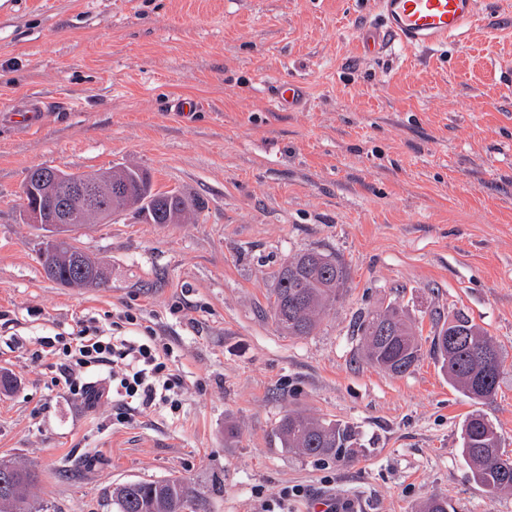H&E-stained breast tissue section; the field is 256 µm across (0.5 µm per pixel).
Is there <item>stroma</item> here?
Here are the masks:
<instances>
[{"instance_id":"35a3bbf8","label":"stroma","mask_w":512,"mask_h":512,"mask_svg":"<svg viewBox=\"0 0 512 512\" xmlns=\"http://www.w3.org/2000/svg\"><path fill=\"white\" fill-rule=\"evenodd\" d=\"M375 0H0V461L35 469L45 512H103L136 479L183 478L208 512H258L299 486L338 512H512L462 460L473 404L430 343L467 316L503 358L487 418L512 456V0H479L480 23L441 51L366 55ZM306 89L277 111L268 90ZM54 103L33 128L13 109ZM200 98L186 117L171 106ZM135 164L157 189L203 203L197 222L134 212L81 230L105 266L98 288L49 281L42 239L20 218L29 170ZM317 250L350 278L312 335L281 333L269 297L284 262ZM390 303L415 324L417 365H370L355 323ZM130 312L170 337L184 379L178 412L121 424L36 359L41 336ZM302 410L351 426L343 458L283 449L279 418Z\"/></svg>"}]
</instances>
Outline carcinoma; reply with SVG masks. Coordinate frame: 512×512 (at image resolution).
I'll use <instances>...</instances> for the list:
<instances>
[{
	"label": "carcinoma",
	"instance_id": "carcinoma-1",
	"mask_svg": "<svg viewBox=\"0 0 512 512\" xmlns=\"http://www.w3.org/2000/svg\"><path fill=\"white\" fill-rule=\"evenodd\" d=\"M56 168L37 166L28 172L27 183H50ZM128 192L124 206L138 214L148 213L155 224H188L197 220L200 206L180 193L154 188L151 174L136 166L110 169ZM60 184L52 193L33 198L39 203L46 223L44 233L63 236L59 251L39 252L46 277L71 288L99 287L105 283L102 267L78 245L75 234L92 226L85 216L75 226L55 224L60 203ZM79 263L87 270L86 279L74 282L67 264ZM349 272L335 255L315 250L294 254L282 265L278 287L270 307L278 329L287 336H309L321 316L342 295ZM368 362L391 375L407 373L421 356L422 342L404 310L387 305L360 318ZM431 350L441 363L449 383L474 404L494 399L502 360L494 340L463 315H455L438 328ZM281 447L316 459H336L347 452L354 440L351 427L339 422L293 410L283 415L276 426ZM460 455L473 482L490 494L512 491V459L502 450V437L493 423L479 410L471 412L461 427ZM36 483V475L10 461L0 462V512H21ZM106 512H206L186 482L179 477L135 480L122 484L106 498Z\"/></svg>",
	"mask_w": 512,
	"mask_h": 512
}]
</instances>
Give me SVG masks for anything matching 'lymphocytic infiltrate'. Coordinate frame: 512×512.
<instances>
[{"label": "lymphocytic infiltrate", "mask_w": 512, "mask_h": 512, "mask_svg": "<svg viewBox=\"0 0 512 512\" xmlns=\"http://www.w3.org/2000/svg\"><path fill=\"white\" fill-rule=\"evenodd\" d=\"M136 316L123 313L101 326H85L69 338H38L36 358H53L56 382L84 399L102 396L88 369L107 373L121 420L151 408L178 411L183 384L170 364L173 346L153 328L135 330Z\"/></svg>", "instance_id": "1"}]
</instances>
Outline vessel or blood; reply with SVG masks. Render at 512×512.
Segmentation results:
<instances>
[{"label":"vessel or blood","instance_id":"obj_1","mask_svg":"<svg viewBox=\"0 0 512 512\" xmlns=\"http://www.w3.org/2000/svg\"><path fill=\"white\" fill-rule=\"evenodd\" d=\"M378 21L362 32L371 54L396 48L421 53L446 46L465 34L479 14L478 0H376ZM303 88L295 82L279 84L275 101L290 109L303 101Z\"/></svg>","mask_w":512,"mask_h":512}]
</instances>
